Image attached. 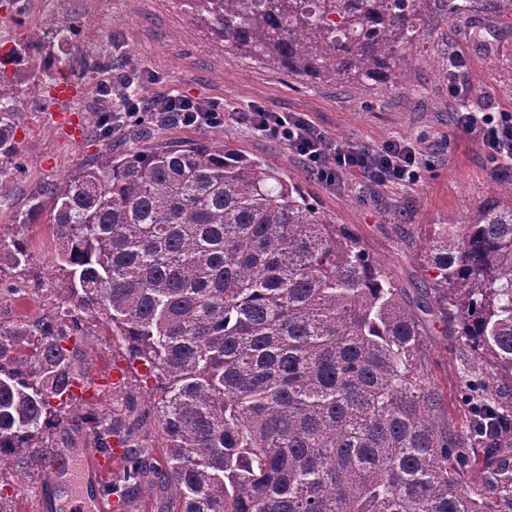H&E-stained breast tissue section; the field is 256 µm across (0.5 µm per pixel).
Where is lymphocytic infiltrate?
Masks as SVG:
<instances>
[{"instance_id":"lymphocytic-infiltrate-1","label":"lymphocytic infiltrate","mask_w":512,"mask_h":512,"mask_svg":"<svg viewBox=\"0 0 512 512\" xmlns=\"http://www.w3.org/2000/svg\"><path fill=\"white\" fill-rule=\"evenodd\" d=\"M139 76L134 71H116L110 86L125 90L117 113L118 124L134 123L143 103L159 111L175 113L179 124L199 129L213 128L235 120V113L225 111L223 104L192 99L183 95H166L144 100L134 84ZM455 122L463 132L475 137L496 170L512 169V114L508 112H459ZM250 124L255 131L273 136L297 155L307 169L328 186L343 184L348 176L360 175L378 186L412 184L419 178L420 150L412 143L397 141L373 150L358 148L331 140L310 120L292 114L254 108Z\"/></svg>"}]
</instances>
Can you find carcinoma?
<instances>
[{
    "mask_svg": "<svg viewBox=\"0 0 512 512\" xmlns=\"http://www.w3.org/2000/svg\"><path fill=\"white\" fill-rule=\"evenodd\" d=\"M214 39L293 76L381 82L411 64L423 0H180ZM22 38L0 56V176L14 162L15 81L61 60ZM56 226L69 330L48 319L30 348L0 326V457L46 464L52 401L84 379L69 343L96 313L154 379L166 447L155 472L176 512H512V185L466 224H439L435 277L416 313L342 224L298 188L220 142L105 146L96 163L35 196L19 225ZM27 241L0 225V270ZM461 349L470 431L440 420L425 317ZM105 492L140 488L130 428ZM475 484L460 482L473 456Z\"/></svg>",
    "mask_w": 512,
    "mask_h": 512,
    "instance_id": "1",
    "label": "carcinoma"
}]
</instances>
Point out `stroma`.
Returning a JSON list of instances; mask_svg holds the SVG:
<instances>
[{
    "mask_svg": "<svg viewBox=\"0 0 512 512\" xmlns=\"http://www.w3.org/2000/svg\"><path fill=\"white\" fill-rule=\"evenodd\" d=\"M488 2L472 0L471 11L454 15L444 0H426L412 63L381 83L340 86L290 76L224 48L180 0H0V23L11 28L10 40L0 42V55L13 41L38 39L68 23L73 34L55 55L66 64L65 78L79 89L61 103L53 99V80H32L21 89L14 132L18 154L15 168L0 181V224L17 223L44 186L96 160L105 146L96 118L108 107L101 88L113 67L123 66L142 72L149 98L181 93L242 110L255 102L272 112L303 113L336 141L371 149L395 140L425 146L416 184L378 187L354 176L330 187L285 145L244 123L229 121L205 131L169 124L156 135L157 142L173 144L214 139L298 186L332 223L347 225L405 300L415 303L428 278L423 255L435 225L464 223L502 181L479 143L454 120L462 107L474 110L485 102L512 113V18ZM453 53L467 61L473 94L465 103L448 93ZM60 110L81 124L80 140L59 129ZM20 235L30 244L33 264L19 277L10 270L0 273V325L29 329L51 317L53 302L66 294L52 266L53 225L31 224ZM85 334L77 348L89 386L60 416L54 430L59 449L93 448L90 420L106 416L134 427L152 463H161L163 441L148 413L143 378L131 374L123 384L107 383L113 367L127 365L125 346L98 320H87ZM427 345L429 379L442 397L443 413L453 430L463 431L470 416L456 387L459 347L449 325L431 320ZM46 483L38 463L22 468L11 459L0 463V488L15 512H43Z\"/></svg>",
    "mask_w": 512,
    "mask_h": 512,
    "instance_id": "obj_1",
    "label": "stroma"
}]
</instances>
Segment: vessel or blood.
Listing matches in <instances>:
<instances>
[{"mask_svg": "<svg viewBox=\"0 0 512 512\" xmlns=\"http://www.w3.org/2000/svg\"><path fill=\"white\" fill-rule=\"evenodd\" d=\"M123 450L113 447L111 455L76 458L73 465L54 460L50 463L52 485L59 501V512H103L105 503L101 495L92 491L93 484L103 483L114 460Z\"/></svg>", "mask_w": 512, "mask_h": 512, "instance_id": "vessel-or-blood-1", "label": "vessel or blood"}]
</instances>
